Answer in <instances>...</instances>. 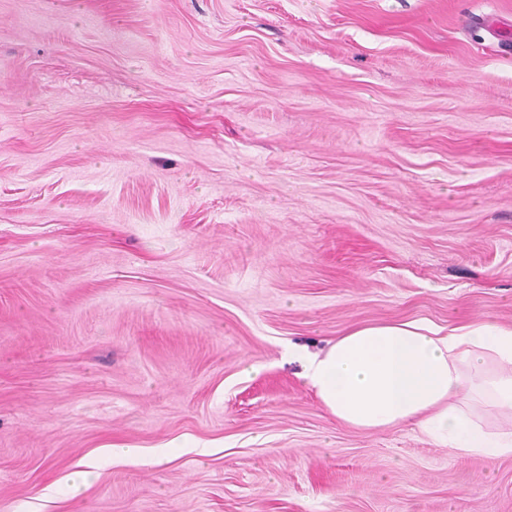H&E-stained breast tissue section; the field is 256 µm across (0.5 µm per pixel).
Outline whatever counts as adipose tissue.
<instances>
[{
    "label": "adipose tissue",
    "instance_id": "1",
    "mask_svg": "<svg viewBox=\"0 0 512 512\" xmlns=\"http://www.w3.org/2000/svg\"><path fill=\"white\" fill-rule=\"evenodd\" d=\"M288 356L339 422L368 431L411 422L451 453L512 456V430L483 418L512 417V328L481 320L443 334L421 323L373 325Z\"/></svg>",
    "mask_w": 512,
    "mask_h": 512
}]
</instances>
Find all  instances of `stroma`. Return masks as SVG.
<instances>
[{"label": "stroma", "instance_id": "obj_1", "mask_svg": "<svg viewBox=\"0 0 512 512\" xmlns=\"http://www.w3.org/2000/svg\"><path fill=\"white\" fill-rule=\"evenodd\" d=\"M482 319L512 0H0V512H512L286 356Z\"/></svg>", "mask_w": 512, "mask_h": 512}]
</instances>
